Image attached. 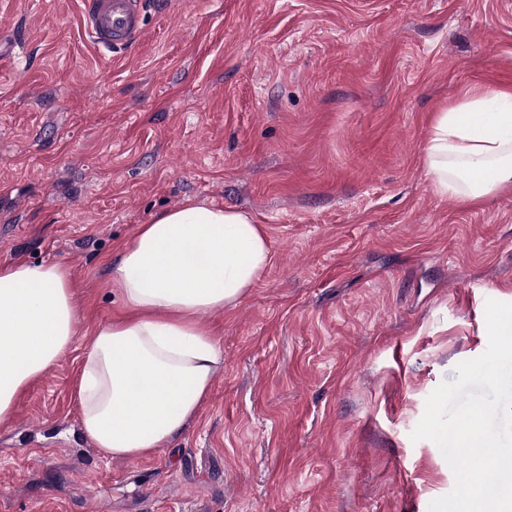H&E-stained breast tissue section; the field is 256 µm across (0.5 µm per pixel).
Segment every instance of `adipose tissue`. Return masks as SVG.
Wrapping results in <instances>:
<instances>
[{"label":"adipose tissue","instance_id":"adipose-tissue-1","mask_svg":"<svg viewBox=\"0 0 512 512\" xmlns=\"http://www.w3.org/2000/svg\"><path fill=\"white\" fill-rule=\"evenodd\" d=\"M426 159L439 195L476 204L512 188V88L468 89L438 114ZM271 258L261 225L233 208L189 199L140 226L112 268L124 312L95 330L80 367L81 428L103 455L152 454L194 420L223 362L199 319L235 306ZM76 324L67 267L0 265V423L71 349Z\"/></svg>","mask_w":512,"mask_h":512}]
</instances>
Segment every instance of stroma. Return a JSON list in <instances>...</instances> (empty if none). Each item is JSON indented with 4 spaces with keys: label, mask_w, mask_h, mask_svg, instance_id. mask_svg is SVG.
<instances>
[{
    "label": "stroma",
    "mask_w": 512,
    "mask_h": 512,
    "mask_svg": "<svg viewBox=\"0 0 512 512\" xmlns=\"http://www.w3.org/2000/svg\"><path fill=\"white\" fill-rule=\"evenodd\" d=\"M0 265L75 279L72 349L0 424V512H429L455 486L411 434L512 304V190L435 193L439 112L512 88V0H170L118 51L81 0H0ZM194 199L250 213L272 262L204 315L224 352L196 419L140 458L80 431L112 266Z\"/></svg>",
    "instance_id": "35a3bbf8"
}]
</instances>
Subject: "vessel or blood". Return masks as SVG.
<instances>
[{"label": "vessel or blood", "mask_w": 512, "mask_h": 512, "mask_svg": "<svg viewBox=\"0 0 512 512\" xmlns=\"http://www.w3.org/2000/svg\"><path fill=\"white\" fill-rule=\"evenodd\" d=\"M83 20L97 45L120 49L143 31V0H83Z\"/></svg>", "instance_id": "b4317fda"}]
</instances>
